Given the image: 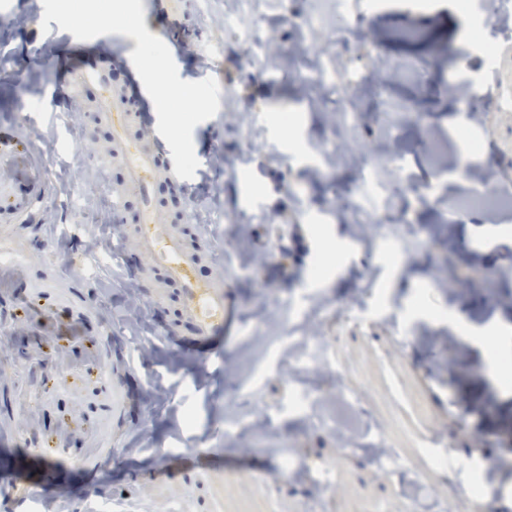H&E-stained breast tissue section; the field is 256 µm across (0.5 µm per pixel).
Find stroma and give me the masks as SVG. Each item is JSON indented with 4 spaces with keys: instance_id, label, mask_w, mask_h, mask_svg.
Segmentation results:
<instances>
[{
    "instance_id": "1",
    "label": "stroma",
    "mask_w": 512,
    "mask_h": 512,
    "mask_svg": "<svg viewBox=\"0 0 512 512\" xmlns=\"http://www.w3.org/2000/svg\"><path fill=\"white\" fill-rule=\"evenodd\" d=\"M455 2L294 0L287 12L280 0H251L248 21L279 52L258 80L225 27L238 0H77L79 32L63 0H0V136L24 140L47 169L34 218L0 221V490L19 492L17 472L43 485L40 461L54 454L63 464L52 489L84 512H309V472L325 466V512H416L402 494L408 478L444 512H486L435 469L434 456L449 453L461 489L482 479L495 512H512V474L496 461L512 436V391L483 350L512 334V208H457L486 172L512 200V111L497 109L512 92V38L501 35L512 0H499L500 22L483 30L499 48L490 63L465 42L481 13ZM128 4L133 25L103 23ZM343 9L350 28L340 33ZM296 13L319 28L300 30ZM123 37L138 57L162 52L168 82L211 100L203 111L174 101L188 178L154 186L164 222L186 214L219 225L232 247L236 333L210 362L128 300L145 259L111 232L124 170L102 161L113 145L92 118L99 88L72 82ZM312 54L343 78H378L357 100V125H341L344 101L300 84ZM460 82L471 95L452 111L449 88ZM462 126L484 145L464 176L454 167ZM392 142L412 184L375 176L351 210L365 158ZM393 193L426 245H396L367 223ZM321 302L308 320L319 362L301 370L288 363V318ZM303 384L331 414L342 394L357 396L393 464L341 449L334 430L294 412ZM187 448L207 465L184 470ZM289 455L305 472L280 473Z\"/></svg>"
}]
</instances>
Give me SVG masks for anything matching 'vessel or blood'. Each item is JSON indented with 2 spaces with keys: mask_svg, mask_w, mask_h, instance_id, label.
Returning a JSON list of instances; mask_svg holds the SVG:
<instances>
[{
  "mask_svg": "<svg viewBox=\"0 0 512 512\" xmlns=\"http://www.w3.org/2000/svg\"><path fill=\"white\" fill-rule=\"evenodd\" d=\"M81 80L101 89L98 110L112 125V142L123 152L126 177L113 196L117 206H124L128 195H136L140 208L127 235L147 261L145 278L158 300H165L168 288L176 295L164 310V327L176 335L182 323H189L194 340L206 342L224 333L230 319L227 293L229 270L221 262L216 244L211 243L210 230L196 224H160L155 220L159 210L152 186L160 179L182 177L183 169L170 139L165 122H158L154 138H144L138 131L140 112L133 110V96H146L145 87L134 92L111 87L106 67L82 72ZM0 166L11 171L13 191L0 197V219L19 218L30 214L44 192L46 174L29 166L17 137L0 138ZM209 264L212 273L200 277L201 264Z\"/></svg>",
  "mask_w": 512,
  "mask_h": 512,
  "instance_id": "b4317fda",
  "label": "vessel or blood"
}]
</instances>
